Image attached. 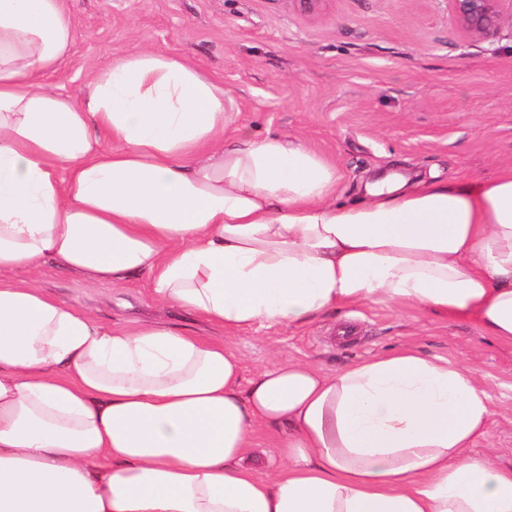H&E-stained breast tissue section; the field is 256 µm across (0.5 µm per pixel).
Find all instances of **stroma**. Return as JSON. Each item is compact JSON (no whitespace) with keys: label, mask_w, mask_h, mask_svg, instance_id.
Instances as JSON below:
<instances>
[{"label":"stroma","mask_w":512,"mask_h":512,"mask_svg":"<svg viewBox=\"0 0 512 512\" xmlns=\"http://www.w3.org/2000/svg\"><path fill=\"white\" fill-rule=\"evenodd\" d=\"M78 36L56 90L84 91L112 56L152 49L195 63L234 95L253 137L285 135L336 163V200L362 197L381 170L415 179H483L512 168V21L477 38L451 0H326L319 15L298 0H67ZM21 279L89 310L104 324L159 321L205 337L221 332L158 306L147 276L93 285L45 263ZM243 379L274 360L328 373L412 347L469 368L496 412L474 452L512 469V346L470 320L368 302L303 328L263 324L225 339Z\"/></svg>","instance_id":"1"}]
</instances>
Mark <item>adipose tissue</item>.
<instances>
[{
  "instance_id": "1",
  "label": "adipose tissue",
  "mask_w": 512,
  "mask_h": 512,
  "mask_svg": "<svg viewBox=\"0 0 512 512\" xmlns=\"http://www.w3.org/2000/svg\"><path fill=\"white\" fill-rule=\"evenodd\" d=\"M76 38L66 0H0V512H512V469L472 453L493 409L463 365L406 347L245 382L223 342L8 278L145 274L227 334L380 301L512 346V168L389 174L340 204L334 163L252 138L188 60L136 50L80 97L47 89ZM282 426L270 473L253 450Z\"/></svg>"
}]
</instances>
